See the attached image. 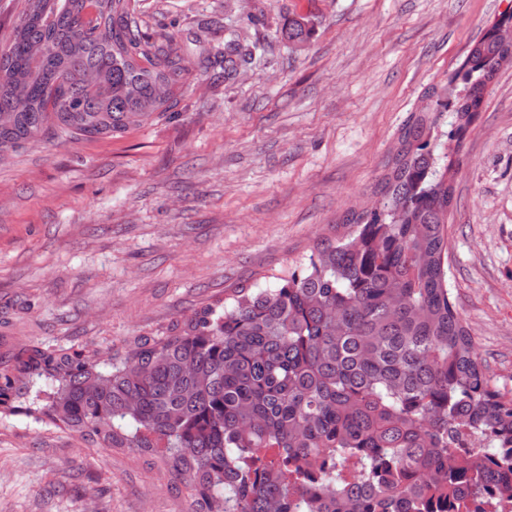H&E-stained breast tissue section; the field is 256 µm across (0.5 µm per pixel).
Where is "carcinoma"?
<instances>
[{"instance_id": "1", "label": "carcinoma", "mask_w": 512, "mask_h": 512, "mask_svg": "<svg viewBox=\"0 0 512 512\" xmlns=\"http://www.w3.org/2000/svg\"><path fill=\"white\" fill-rule=\"evenodd\" d=\"M134 0H25L0 51V159L51 131L113 137L172 115L184 58L145 35ZM471 46L453 103L433 89L375 185L274 283L95 350L29 346L0 366V407L102 448L163 449L196 512H458L512 499V396L493 389L447 286L448 185L433 129L481 106L512 44ZM282 38L302 43L306 23ZM256 43L231 32L199 59L231 80ZM479 444L460 454L449 440ZM368 490L349 489V464Z\"/></svg>"}]
</instances>
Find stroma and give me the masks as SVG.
I'll return each instance as SVG.
<instances>
[{
	"mask_svg": "<svg viewBox=\"0 0 512 512\" xmlns=\"http://www.w3.org/2000/svg\"><path fill=\"white\" fill-rule=\"evenodd\" d=\"M187 61L175 117L49 137L0 164V363L21 348L101 355L295 267L373 202L397 132L448 87L512 0H136ZM260 16L259 26L242 22ZM311 31L277 39L289 19ZM265 44L225 80L197 64L225 27ZM448 155V290L494 389L512 392V66ZM160 453L99 448L0 414V512H193Z\"/></svg>",
	"mask_w": 512,
	"mask_h": 512,
	"instance_id": "35a3bbf8",
	"label": "stroma"
}]
</instances>
